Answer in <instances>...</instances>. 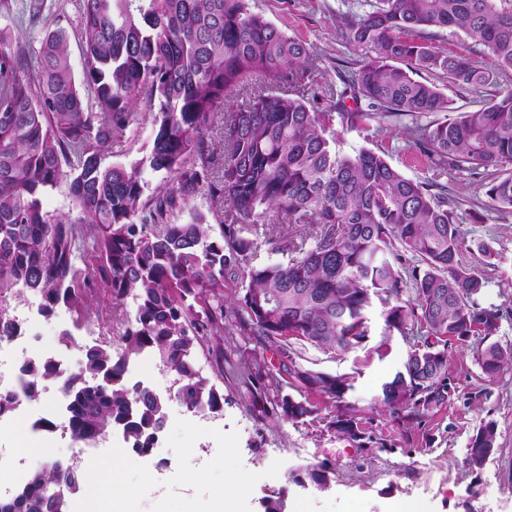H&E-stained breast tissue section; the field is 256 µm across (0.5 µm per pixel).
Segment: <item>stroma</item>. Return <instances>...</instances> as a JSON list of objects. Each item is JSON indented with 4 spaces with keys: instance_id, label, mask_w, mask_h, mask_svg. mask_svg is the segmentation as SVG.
Listing matches in <instances>:
<instances>
[{
    "instance_id": "1",
    "label": "stroma",
    "mask_w": 512,
    "mask_h": 512,
    "mask_svg": "<svg viewBox=\"0 0 512 512\" xmlns=\"http://www.w3.org/2000/svg\"><path fill=\"white\" fill-rule=\"evenodd\" d=\"M29 2L11 0V11H0V28L9 30L15 51L34 60L45 33L65 29L73 70L82 74L85 56L75 35L80 20L77 0H42L40 17L34 23L24 12ZM370 2L247 0L251 12L313 47L318 60L312 79L324 86L339 85L343 62L359 55L338 34L339 13L363 12ZM136 112L130 141L123 148L108 149L106 163L129 166L149 151L154 126L146 98L138 99ZM331 129L340 152L370 148L383 153L408 178L448 186L457 201L455 219L466 244L463 263L479 264L476 244L480 241L497 253L494 265L484 269L486 286L478 303L499 309L502 318L495 339L512 347V215L492 208L478 177L466 172L439 174L404 127L374 122L366 130L349 129L336 120ZM475 212L482 215V222H473ZM40 302L39 296L30 293L9 301L10 313L34 335V351L51 353L66 331L82 343L119 346L122 326L112 313L106 289L89 296V320L79 327L62 305L52 316H40ZM372 324V336L346 354L323 352L299 342L294 345L302 364L352 376L347 399L364 410L363 427L372 438L369 447H355L328 430L331 406L325 400H318L315 415L289 422L277 418L263 393H248L244 365L261 347L253 336L240 340L239 352L222 364L208 352L196 354L202 374L224 394L222 411L194 413L178 399H170L165 425L150 455H137L112 435L86 450L79 468L87 470L91 463L110 459L114 450H121L125 465L120 479L133 496V512H212L226 481L233 477L247 482L238 512H264L265 500L282 493L288 498V512H512V369L487 376L472 348L449 344L454 396L422 425L407 429L377 407L376 400L382 384L402 370L410 345L398 335L383 338L380 317H373ZM59 397L57 382L46 381L40 399L28 403L19 414L14 435L0 440V446L9 450L6 464L19 463L27 470L42 466L44 457L25 450L31 439L52 447L53 460L69 464L76 448L70 436L34 427L43 416L44 403ZM488 419L497 423L498 447L480 472H468L462 459L469 438ZM320 463L332 471L330 486H300L298 475L305 467Z\"/></svg>"
}]
</instances>
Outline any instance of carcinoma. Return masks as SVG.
I'll return each instance as SVG.
<instances>
[{
  "label": "carcinoma",
  "instance_id": "obj_1",
  "mask_svg": "<svg viewBox=\"0 0 512 512\" xmlns=\"http://www.w3.org/2000/svg\"><path fill=\"white\" fill-rule=\"evenodd\" d=\"M79 13L80 81L64 30L46 34L33 65L0 31V303L28 290L48 317L59 305L84 309L103 286L123 316L121 347L83 346L75 373L46 356L21 365L30 401L44 381L61 384L73 441L118 431L135 453L151 452L167 397L128 384L130 362L142 354L174 375L188 410L221 411L224 393L195 357L200 348L221 362L236 348L234 333H224L230 281L247 285L235 314L239 334L275 347L276 359L259 351L251 363L272 409L296 422L314 414L319 396L335 408L328 429L358 448L366 433L347 401L352 379L298 363L291 341L348 353L368 338L377 305L385 338L423 337L379 398L410 427L452 398L448 342L481 337L476 361L489 377L512 366V348L491 341L499 310L476 302L486 278L461 264L464 238L448 187L407 178L369 148L339 153L329 137L336 116L359 129L442 113L409 127L410 137L444 171L494 169L486 195L512 213V91L495 90L512 71V0H377L363 13L340 14L341 37L366 54L347 65L342 88L325 91L336 99L332 113L302 81L311 49L246 0H80ZM445 29L471 39L487 64L433 46L432 33ZM420 70L494 92L481 108L460 111L435 83L414 78ZM260 76L288 88L254 83ZM142 94L153 112L149 152L130 167L104 163L109 147L129 140ZM232 97L219 172L206 133ZM148 172L176 186L147 196ZM64 180L76 214L53 217L42 199ZM198 194L227 205L217 236L200 213L186 224L169 221ZM260 247L280 259L252 263ZM80 251L98 257L94 273L77 268ZM408 283L413 296L405 300ZM21 334L22 322L0 307V338ZM287 378L294 395L283 391ZM495 448L496 422L485 420L463 467L481 471ZM302 481L327 488L330 471L308 467ZM81 489L79 470L42 467L0 499V512H70Z\"/></svg>",
  "mask_w": 512,
  "mask_h": 512
}]
</instances>
